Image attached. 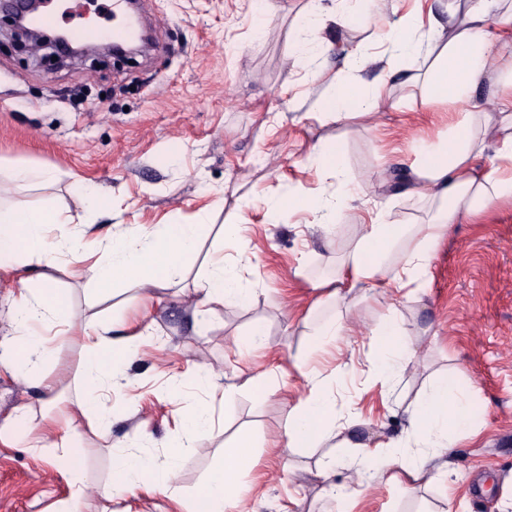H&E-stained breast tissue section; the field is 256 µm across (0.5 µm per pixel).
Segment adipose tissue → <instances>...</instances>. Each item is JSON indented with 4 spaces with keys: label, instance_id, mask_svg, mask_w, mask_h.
<instances>
[{
    "label": "adipose tissue",
    "instance_id": "1",
    "mask_svg": "<svg viewBox=\"0 0 512 512\" xmlns=\"http://www.w3.org/2000/svg\"><path fill=\"white\" fill-rule=\"evenodd\" d=\"M500 2L453 0L447 19L433 15L428 27L409 22L385 33L390 59L421 57L429 62L425 72L414 70L406 76L408 87H425L431 101L452 109L464 104L468 110L449 129L444 144L421 150L409 178V194L437 204L430 222L413 230L381 214L360 223L355 252L336 275V294L368 288L385 267L397 290L415 294L425 284L429 257L451 225L459 223L461 217L478 216L499 202L512 201V113L505 102L498 100L489 106L478 95L479 88L489 82L512 87V58L492 50L494 25L512 23V14H501ZM384 89L380 81L367 93L359 85L340 80L335 94L322 100L319 107L340 119L355 108L369 116L376 112ZM489 153L497 164L481 169L480 162ZM68 221L61 209L28 208L0 198V275H11L19 284L13 304L16 329L23 337L22 342L0 349V366L13 370L44 394H51L53 382L37 373L49 355L48 349L28 339L27 334L36 324L67 325L73 335L82 338L86 348L80 374L83 398L75 417L97 434L104 425L97 413L98 393L104 386L116 384L118 366L134 356L142 335L131 331L116 337L110 325L78 321L55 286L54 273L61 259L72 258L77 276L86 279L99 295H108L119 286L149 299L154 290L170 287L181 276L197 248L201 227L163 222L150 232L134 234L124 225H112L99 241L108 254L107 260L100 261L83 252L82 232L49 237L52 225ZM194 291V317L206 324L219 308L245 307L252 299V290L236 266L224 260L210 265ZM180 420L183 437L169 450L171 466H156L138 446L125 448L101 493L104 500H111L116 491L137 498L173 488L177 481L174 461L199 447L213 429L211 414L205 409L181 414ZM20 421L25 433H18L12 426L0 427V442L22 436L30 447L59 449L58 461L72 475V495L63 512H80L88 493L75 474L71 457L77 429L55 431L44 410L30 406L23 407ZM409 423L416 433L417 448L401 457L380 443L363 445L353 462L357 475L372 471L390 481L414 484L435 469L444 448L455 447L458 433L470 431L469 397L461 391L449 393L447 377H436L412 406ZM344 431V425L332 415L330 396L314 388L290 409L284 435L287 447L299 448L340 437ZM250 464L247 438L225 447L223 459L185 512H247L240 476Z\"/></svg>",
    "mask_w": 512,
    "mask_h": 512
}]
</instances>
